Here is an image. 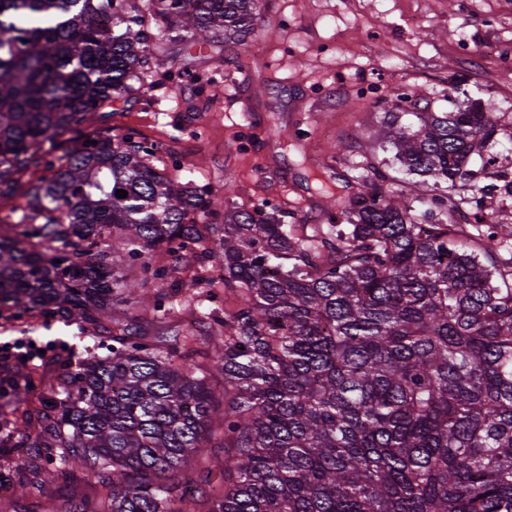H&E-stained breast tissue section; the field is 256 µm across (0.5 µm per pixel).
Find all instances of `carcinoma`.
<instances>
[{"instance_id":"1","label":"carcinoma","mask_w":512,"mask_h":512,"mask_svg":"<svg viewBox=\"0 0 512 512\" xmlns=\"http://www.w3.org/2000/svg\"><path fill=\"white\" fill-rule=\"evenodd\" d=\"M161 36L238 44L261 0H149ZM135 0H0V194L61 149L27 194V221L0 227V306L94 325L153 278L158 249L224 270V340L197 374L188 337L148 339L115 322L112 356L78 366L56 353L52 395L24 413L39 427L20 446L48 502L70 467L98 497L49 512H198L190 456L219 428L224 488L209 512H512V259L486 263L512 223L503 206L480 220L482 252L458 245L452 193L476 154L493 162L492 100L430 112L401 88L382 99L383 140L416 186L408 200L364 177L314 235L175 184L154 165L159 145L133 129L96 136L86 113L133 90L149 35ZM112 14L109 26L100 24ZM69 138H64V135ZM127 197L119 198L116 191ZM202 211L215 218L190 224Z\"/></svg>"}]
</instances>
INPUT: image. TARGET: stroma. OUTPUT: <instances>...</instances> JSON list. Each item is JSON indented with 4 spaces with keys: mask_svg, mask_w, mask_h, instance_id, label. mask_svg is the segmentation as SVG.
<instances>
[{
    "mask_svg": "<svg viewBox=\"0 0 512 512\" xmlns=\"http://www.w3.org/2000/svg\"><path fill=\"white\" fill-rule=\"evenodd\" d=\"M512 45V0H262L244 43L210 46L160 41L150 56L143 90L129 101H108L90 112L84 134L132 129L162 142L167 174L195 179L228 206L256 210L280 207L289 224L315 227L328 221L325 183L347 198L359 177L381 172L392 189L410 192L414 178L381 142L382 110L366 90L386 96L400 87L414 91L430 110L448 108L443 96L452 77L464 79L472 99L499 107V164L472 158L478 193L459 189L467 203L455 212L465 226L464 244L478 246L479 217L512 205V71H503L497 51ZM233 193H225V184ZM210 265H183V288L128 272L136 286L125 302L85 327L37 311L0 307V378H24L28 401L52 389L48 361L67 347L75 361L106 356L114 321L146 316L155 330L179 326L195 337L198 363H205L229 301ZM165 306L153 309L156 296ZM47 357L26 369L30 346ZM30 454L0 447V512L16 501L44 512L43 499L24 493L20 480Z\"/></svg>",
    "mask_w": 512,
    "mask_h": 512,
    "instance_id": "35a3bbf8",
    "label": "stroma"
}]
</instances>
